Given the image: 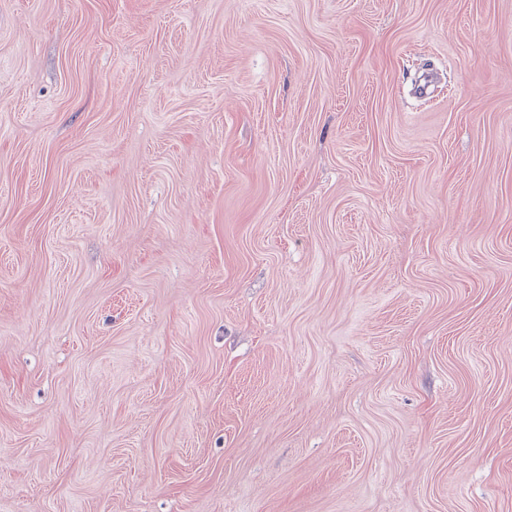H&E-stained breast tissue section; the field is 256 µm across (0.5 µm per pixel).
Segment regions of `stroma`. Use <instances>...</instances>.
I'll list each match as a JSON object with an SVG mask.
<instances>
[{
  "instance_id": "obj_1",
  "label": "stroma",
  "mask_w": 512,
  "mask_h": 512,
  "mask_svg": "<svg viewBox=\"0 0 512 512\" xmlns=\"http://www.w3.org/2000/svg\"><path fill=\"white\" fill-rule=\"evenodd\" d=\"M0 512H512V0H0Z\"/></svg>"
}]
</instances>
